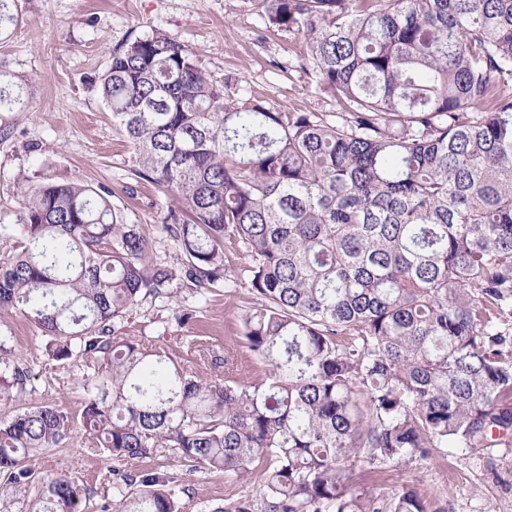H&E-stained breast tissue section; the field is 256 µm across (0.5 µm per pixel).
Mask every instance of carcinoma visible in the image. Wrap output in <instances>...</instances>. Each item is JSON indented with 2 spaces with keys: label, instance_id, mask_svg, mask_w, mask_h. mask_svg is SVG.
I'll return each mask as SVG.
<instances>
[{
  "label": "carcinoma",
  "instance_id": "cac0c4a2",
  "mask_svg": "<svg viewBox=\"0 0 512 512\" xmlns=\"http://www.w3.org/2000/svg\"><path fill=\"white\" fill-rule=\"evenodd\" d=\"M303 36L330 123L233 99L197 54L153 30L113 51L101 97L133 175L176 195L183 262L152 256L104 187L43 172L21 187V250L0 261V311L77 368L80 427L112 455L101 512H187L167 471L258 481L213 512H429L412 484L355 487L360 464L420 463L512 443V0H259ZM247 259L231 267L226 249ZM245 288L240 347L199 336L185 358L120 336L143 295ZM26 362L0 336V407ZM49 403L0 420V478L66 441ZM65 474L29 512H85Z\"/></svg>",
  "mask_w": 512,
  "mask_h": 512
}]
</instances>
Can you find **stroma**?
Segmentation results:
<instances>
[{"label": "stroma", "instance_id": "stroma-1", "mask_svg": "<svg viewBox=\"0 0 512 512\" xmlns=\"http://www.w3.org/2000/svg\"><path fill=\"white\" fill-rule=\"evenodd\" d=\"M15 17L0 36V71L13 75L28 96L26 106L8 113L10 133L0 138V258L18 249L24 232L18 222L19 188L44 169L58 178L112 192L111 202L125 223L137 224L153 244L155 257L178 266L180 252L165 231L180 201L161 189L137 182L131 174V148L99 94L95 80L115 49L155 29L188 44L203 68L227 96L260 99L290 112H314L335 121L345 106L317 82L305 43L295 32L266 25L256 0H6ZM249 301L246 289H213L207 299L182 293L179 302L148 297L130 309L122 326L128 335L159 338L182 350L187 337L208 342H239V313ZM192 311L183 327L171 325L176 308ZM0 330L12 336L11 348L25 358L33 377L21 406L58 404L72 417L84 407L75 371L43 355V339L19 313H0ZM40 476L67 474L93 487L88 512H100L112 498L110 455L88 449L87 437L69 438L34 460ZM360 486L421 488L437 512H512V446L468 451L449 449L422 463L358 467ZM191 507L221 506L254 496L257 485L216 473L188 481Z\"/></svg>", "mask_w": 512, "mask_h": 512}]
</instances>
